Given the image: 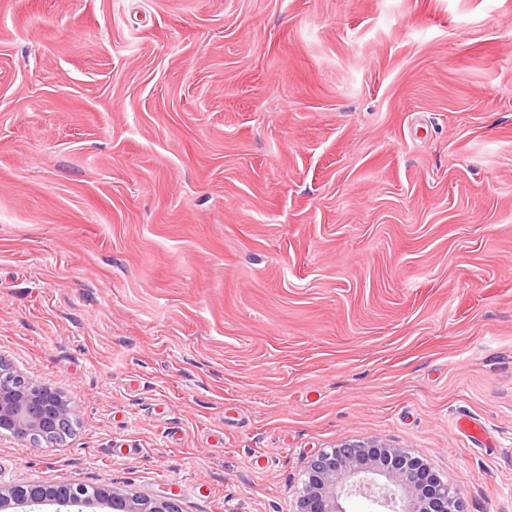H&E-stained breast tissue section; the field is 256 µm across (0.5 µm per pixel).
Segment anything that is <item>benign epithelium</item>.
<instances>
[{
  "label": "benign epithelium",
  "instance_id": "benign-epithelium-1",
  "mask_svg": "<svg viewBox=\"0 0 512 512\" xmlns=\"http://www.w3.org/2000/svg\"><path fill=\"white\" fill-rule=\"evenodd\" d=\"M75 404L48 383L24 378L0 360V438L50 442L62 423L72 424ZM362 496L387 512H463L448 482L400 448L376 440L321 450L308 462L295 512H345L343 497ZM13 502L33 507L58 505L83 512V485L59 482L0 485V509ZM103 502L111 512H171L169 497L147 498L110 491Z\"/></svg>",
  "mask_w": 512,
  "mask_h": 512
}]
</instances>
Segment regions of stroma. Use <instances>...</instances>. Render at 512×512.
<instances>
[{
	"instance_id": "35a3bbf8",
	"label": "stroma",
	"mask_w": 512,
	"mask_h": 512,
	"mask_svg": "<svg viewBox=\"0 0 512 512\" xmlns=\"http://www.w3.org/2000/svg\"><path fill=\"white\" fill-rule=\"evenodd\" d=\"M0 360L78 411L4 485L293 512L377 440L512 512V0H0Z\"/></svg>"
}]
</instances>
